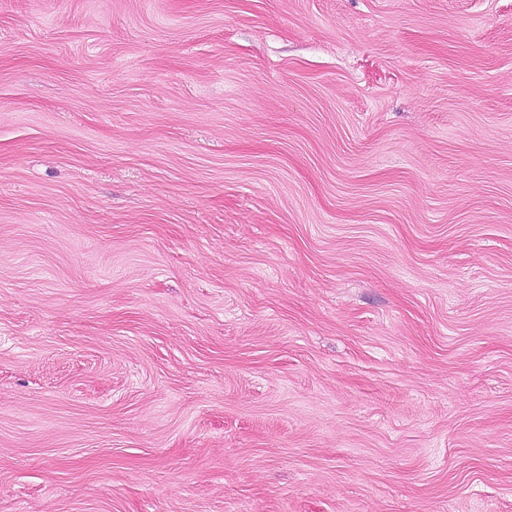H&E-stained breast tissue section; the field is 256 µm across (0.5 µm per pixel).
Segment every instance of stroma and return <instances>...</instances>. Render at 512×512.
Instances as JSON below:
<instances>
[{
    "instance_id": "1",
    "label": "stroma",
    "mask_w": 512,
    "mask_h": 512,
    "mask_svg": "<svg viewBox=\"0 0 512 512\" xmlns=\"http://www.w3.org/2000/svg\"><path fill=\"white\" fill-rule=\"evenodd\" d=\"M0 512H512V0H0Z\"/></svg>"
}]
</instances>
